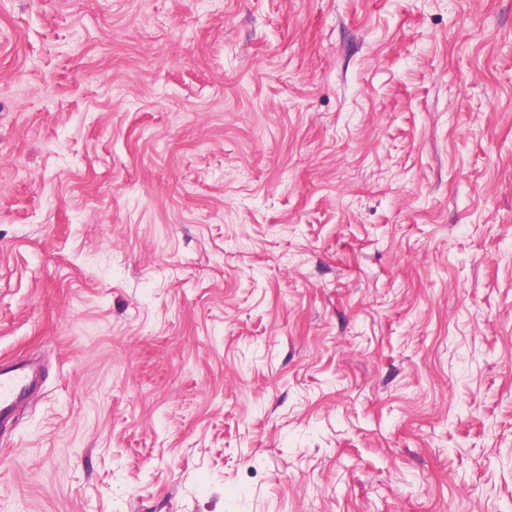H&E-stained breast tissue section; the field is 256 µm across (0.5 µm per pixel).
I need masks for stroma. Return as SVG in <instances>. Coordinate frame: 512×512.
I'll return each instance as SVG.
<instances>
[{"instance_id": "35a3bbf8", "label": "stroma", "mask_w": 512, "mask_h": 512, "mask_svg": "<svg viewBox=\"0 0 512 512\" xmlns=\"http://www.w3.org/2000/svg\"><path fill=\"white\" fill-rule=\"evenodd\" d=\"M0 512H512V0H0ZM32 379L25 365L0 364V425L10 419L26 402Z\"/></svg>"}]
</instances>
